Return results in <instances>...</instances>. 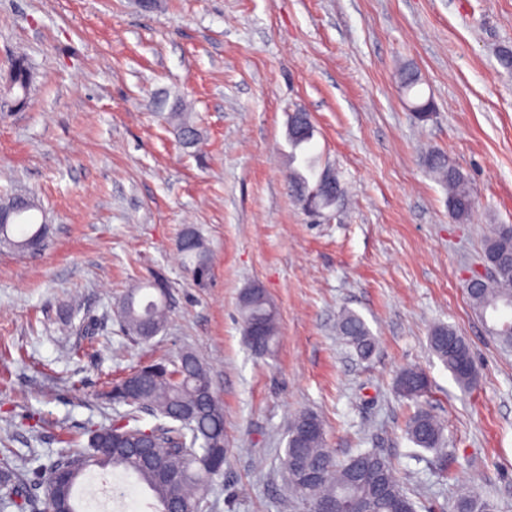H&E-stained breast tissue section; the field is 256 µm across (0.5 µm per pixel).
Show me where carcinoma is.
Masks as SVG:
<instances>
[{
	"label": "carcinoma",
	"instance_id": "cac0c4a2",
	"mask_svg": "<svg viewBox=\"0 0 512 512\" xmlns=\"http://www.w3.org/2000/svg\"><path fill=\"white\" fill-rule=\"evenodd\" d=\"M32 68L27 59L15 57L6 74L17 100L24 102L31 88ZM421 79L417 70L406 65L401 72V86L415 99L412 108L416 118L425 121L433 112L430 100H421L417 90ZM159 107L162 121L172 128L184 149L201 144L202 133L195 113L189 112L179 97L164 98ZM296 135L289 137L295 149L313 139L314 127L305 112L293 114ZM429 172L448 188V211L459 222H466L475 207V196L469 177L442 152H432L426 158ZM288 183L304 202L311 192L307 179L296 169L288 171ZM0 210L11 213L10 223L0 224V247L25 250L33 238L47 245L49 225L46 216H38L41 206L31 192L12 193L0 198ZM190 241L177 244L183 266L194 280H206L211 272V259L200 235L189 231ZM484 255H512V225L494 224L485 239ZM473 309L481 316L492 314L496 323L490 333L506 347H512V329L504 327L503 318L512 312V264L503 265L493 280L468 291ZM167 289L162 276L153 273L131 288L120 302L118 315L123 330L139 342H147L162 331L168 318ZM244 338L251 351L262 357L272 354L278 342L276 310L262 288L246 289L240 300ZM261 321L264 336L250 338V326ZM338 334L362 357L370 356L376 341L363 318L351 311L341 313ZM430 346L463 389L476 381V369L470 348L463 337L451 327L438 325L430 334ZM166 371L159 372L155 364L140 366L129 377L113 384L110 396L118 405L127 406L120 418L91 432L87 445L70 448L49 460L39 470L45 487L46 512H82L76 489L84 476L94 469L110 467L126 475H134L147 488L153 499L152 512H170L172 499H178L185 512H202L205 494L213 478L223 474L224 467L211 465L212 457L226 459L224 440V408L216 396L208 369L191 352H183L163 362ZM427 389L425 376L413 369L403 371L397 379V390L405 398L422 397ZM149 414L160 423L141 426L142 415ZM314 430L302 442L301 454L306 464L319 468L321 478L312 488H306L293 473H288L292 490L309 502L312 512L323 504L349 502L363 505L369 512H416L413 502L404 492L392 464L371 450H359L339 462L325 448L322 421L311 412L297 414L288 431L299 430L306 424ZM410 440L425 450H436L442 442V427L425 408L418 409L407 424ZM14 472L10 455L0 450V508L16 506L12 498ZM497 512L489 498L463 495L456 499L448 512Z\"/></svg>",
	"mask_w": 512,
	"mask_h": 512
}]
</instances>
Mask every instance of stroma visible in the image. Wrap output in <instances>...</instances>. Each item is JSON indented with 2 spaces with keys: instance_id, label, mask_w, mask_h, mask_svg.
<instances>
[{
  "instance_id": "1",
  "label": "stroma",
  "mask_w": 512,
  "mask_h": 512,
  "mask_svg": "<svg viewBox=\"0 0 512 512\" xmlns=\"http://www.w3.org/2000/svg\"><path fill=\"white\" fill-rule=\"evenodd\" d=\"M512 0H0V75L26 54L24 107L0 109V196L35 193L52 226L38 255L0 251V448L12 449L27 512H43L38 465L122 413L103 394L144 362L195 353L224 405L228 460L206 512H309L282 466L288 423L311 412L338 458L389 459L416 512L463 495L512 512V351L471 309L466 280L485 229L512 224ZM413 64L435 110L417 120L400 87ZM182 96L206 147L182 149L155 116ZM309 112V182L342 192L309 216L286 180L288 114ZM436 150L468 175L471 221L429 173ZM193 227L212 258L198 287L175 244ZM158 272L169 317L149 343L117 301ZM257 284L279 319L273 355L243 337L239 297ZM377 339L359 358L340 311ZM444 324L469 344L462 390L433 353ZM415 369L441 421V451L405 434ZM427 389L425 376L413 369L403 371L397 379V390L405 398L414 400L422 397Z\"/></svg>"
}]
</instances>
